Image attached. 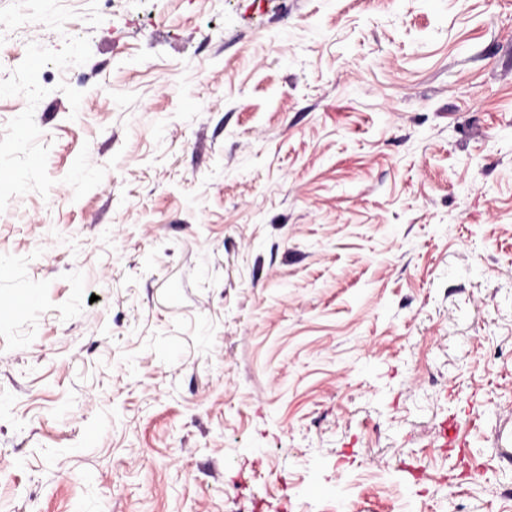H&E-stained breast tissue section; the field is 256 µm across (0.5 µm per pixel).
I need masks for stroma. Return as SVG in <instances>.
<instances>
[{
  "label": "stroma",
  "instance_id": "1",
  "mask_svg": "<svg viewBox=\"0 0 512 512\" xmlns=\"http://www.w3.org/2000/svg\"><path fill=\"white\" fill-rule=\"evenodd\" d=\"M0 190V512H512V0H0Z\"/></svg>",
  "mask_w": 512,
  "mask_h": 512
}]
</instances>
